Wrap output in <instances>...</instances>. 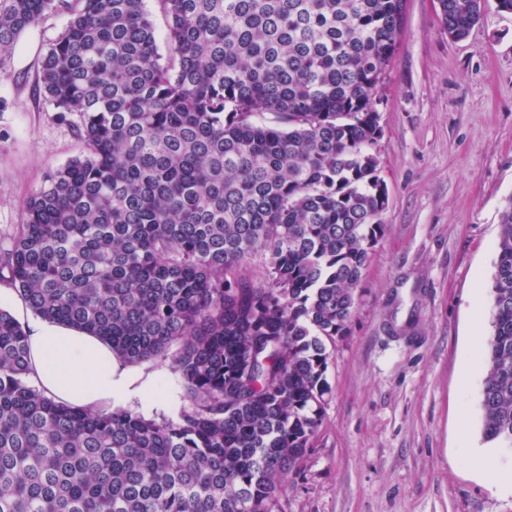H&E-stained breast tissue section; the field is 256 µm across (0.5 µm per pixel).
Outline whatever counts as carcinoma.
Wrapping results in <instances>:
<instances>
[{
	"instance_id": "obj_1",
	"label": "carcinoma",
	"mask_w": 512,
	"mask_h": 512,
	"mask_svg": "<svg viewBox=\"0 0 512 512\" xmlns=\"http://www.w3.org/2000/svg\"><path fill=\"white\" fill-rule=\"evenodd\" d=\"M159 2L163 54L144 0H0V68L69 14L38 86L84 148L27 200L0 278L129 364L171 361L187 400L175 419L57 402L1 308L0 512H273L383 235L371 147L406 0ZM485 2L437 0L448 35ZM491 298L482 435L512 452V197Z\"/></svg>"
}]
</instances>
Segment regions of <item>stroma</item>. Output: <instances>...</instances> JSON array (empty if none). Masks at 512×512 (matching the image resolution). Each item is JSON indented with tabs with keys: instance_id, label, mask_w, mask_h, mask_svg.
Returning <instances> with one entry per match:
<instances>
[{
	"instance_id": "1",
	"label": "stroma",
	"mask_w": 512,
	"mask_h": 512,
	"mask_svg": "<svg viewBox=\"0 0 512 512\" xmlns=\"http://www.w3.org/2000/svg\"><path fill=\"white\" fill-rule=\"evenodd\" d=\"M68 20L46 17L0 69V246L46 175L82 150L37 86ZM379 98L384 233L348 332L328 348L331 393L305 473L275 512H512V454L481 434L473 336H489L492 314L472 313L474 293H490L499 215L512 197V13L488 0L455 41L437 0H407ZM132 370L151 378L153 396L131 410L176 417L186 400L169 363ZM475 450L493 472L472 468Z\"/></svg>"
}]
</instances>
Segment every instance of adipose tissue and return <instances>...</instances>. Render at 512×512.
<instances>
[{"label": "adipose tissue", "mask_w": 512, "mask_h": 512, "mask_svg": "<svg viewBox=\"0 0 512 512\" xmlns=\"http://www.w3.org/2000/svg\"><path fill=\"white\" fill-rule=\"evenodd\" d=\"M2 300L13 306L24 324L31 351L30 378L48 397L84 408L135 397L149 399V382L134 376L113 355L109 343L86 332L31 319L13 289L1 288Z\"/></svg>", "instance_id": "1"}]
</instances>
